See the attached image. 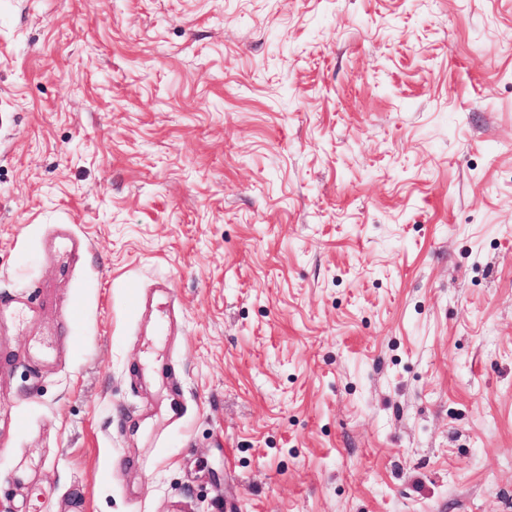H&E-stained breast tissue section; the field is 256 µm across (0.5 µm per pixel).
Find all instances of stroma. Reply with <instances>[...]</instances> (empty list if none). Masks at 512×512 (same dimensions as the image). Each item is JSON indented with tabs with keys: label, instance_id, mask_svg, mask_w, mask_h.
<instances>
[{
	"label": "stroma",
	"instance_id": "35a3bbf8",
	"mask_svg": "<svg viewBox=\"0 0 512 512\" xmlns=\"http://www.w3.org/2000/svg\"><path fill=\"white\" fill-rule=\"evenodd\" d=\"M15 297L0 512H512V0H0Z\"/></svg>",
	"mask_w": 512,
	"mask_h": 512
}]
</instances>
